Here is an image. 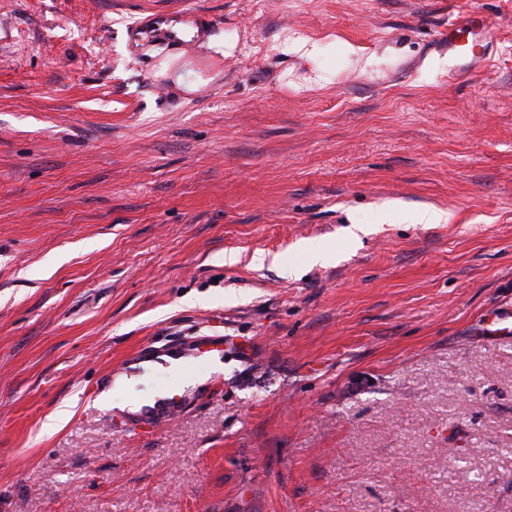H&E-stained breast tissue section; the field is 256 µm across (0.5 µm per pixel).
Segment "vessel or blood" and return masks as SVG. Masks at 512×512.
Returning <instances> with one entry per match:
<instances>
[{"instance_id": "vessel-or-blood-1", "label": "vessel or blood", "mask_w": 512, "mask_h": 512, "mask_svg": "<svg viewBox=\"0 0 512 512\" xmlns=\"http://www.w3.org/2000/svg\"><path fill=\"white\" fill-rule=\"evenodd\" d=\"M487 23L478 17L452 21L448 24V59L454 65L467 60L481 58L484 54V37ZM224 350V339L220 336H195L174 341L173 344L137 353L126 357L114 367V375L139 376L149 371L165 375H180L193 364L209 354ZM218 380H211L207 392L201 393L184 386L163 389L160 396L138 399L139 409L122 417V426L145 425L160 430L178 419L188 407L204 400L206 393L216 392Z\"/></svg>"}]
</instances>
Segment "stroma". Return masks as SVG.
I'll return each instance as SVG.
<instances>
[{"label": "stroma", "mask_w": 512, "mask_h": 512, "mask_svg": "<svg viewBox=\"0 0 512 512\" xmlns=\"http://www.w3.org/2000/svg\"><path fill=\"white\" fill-rule=\"evenodd\" d=\"M510 309L512 0H0V512H512ZM487 22L483 18L472 17L448 22V73L466 60L479 59L484 55V37ZM154 348L147 353L126 357L113 368V375L140 376L149 371L165 375H181L201 359L210 360L204 358L207 353L222 355L224 339L220 336H195L174 341L171 345ZM219 388L220 382L213 379L208 389L203 392L180 384L159 391L162 396H155L153 402L150 396L133 399L131 402L138 405L139 410L122 417L120 425L123 427L145 425L152 431H158L178 419L192 404H197L209 395H213Z\"/></svg>", "instance_id": "35a3bbf8"}]
</instances>
